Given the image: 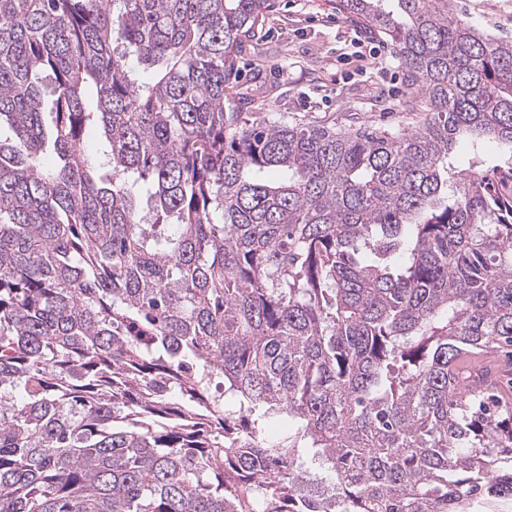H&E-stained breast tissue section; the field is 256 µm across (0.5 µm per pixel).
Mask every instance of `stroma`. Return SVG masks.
<instances>
[{"mask_svg": "<svg viewBox=\"0 0 512 512\" xmlns=\"http://www.w3.org/2000/svg\"><path fill=\"white\" fill-rule=\"evenodd\" d=\"M452 12L512 40V0H451ZM230 90L248 112L396 131L411 122L391 41L340 13L336 0H273L257 41L246 42Z\"/></svg>", "mask_w": 512, "mask_h": 512, "instance_id": "stroma-1", "label": "stroma"}]
</instances>
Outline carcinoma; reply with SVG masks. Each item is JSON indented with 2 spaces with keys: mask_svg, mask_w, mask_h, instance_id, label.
<instances>
[{
  "mask_svg": "<svg viewBox=\"0 0 512 512\" xmlns=\"http://www.w3.org/2000/svg\"><path fill=\"white\" fill-rule=\"evenodd\" d=\"M270 7L0 0V512H512V41L337 0L425 118L303 126L227 94Z\"/></svg>",
  "mask_w": 512,
  "mask_h": 512,
  "instance_id": "1",
  "label": "carcinoma"
}]
</instances>
